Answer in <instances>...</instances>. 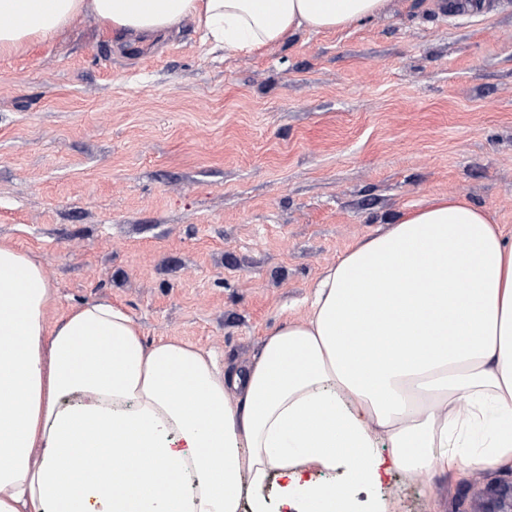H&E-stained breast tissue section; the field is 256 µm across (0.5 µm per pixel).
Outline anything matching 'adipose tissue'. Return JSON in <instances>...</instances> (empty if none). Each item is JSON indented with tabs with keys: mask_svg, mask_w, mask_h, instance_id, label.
I'll return each mask as SVG.
<instances>
[{
	"mask_svg": "<svg viewBox=\"0 0 512 512\" xmlns=\"http://www.w3.org/2000/svg\"><path fill=\"white\" fill-rule=\"evenodd\" d=\"M387 0H0V57L92 14L125 44L194 21L251 53ZM44 267L0 243V512H353L385 473L512 467V242L435 197L328 267L305 321L244 368L176 339L145 345L109 301L57 326ZM68 470H61V462ZM342 481L314 484V470Z\"/></svg>",
	"mask_w": 512,
	"mask_h": 512,
	"instance_id": "1",
	"label": "adipose tissue"
}]
</instances>
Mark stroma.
<instances>
[{
  "instance_id": "stroma-1",
  "label": "stroma",
  "mask_w": 512,
  "mask_h": 512,
  "mask_svg": "<svg viewBox=\"0 0 512 512\" xmlns=\"http://www.w3.org/2000/svg\"><path fill=\"white\" fill-rule=\"evenodd\" d=\"M389 0L254 54L193 22L118 51L89 14L0 58V241L41 262L55 326L121 304L145 342L227 369L305 319L322 270L430 197L512 239V0ZM512 469L386 477L396 512H486Z\"/></svg>"
}]
</instances>
